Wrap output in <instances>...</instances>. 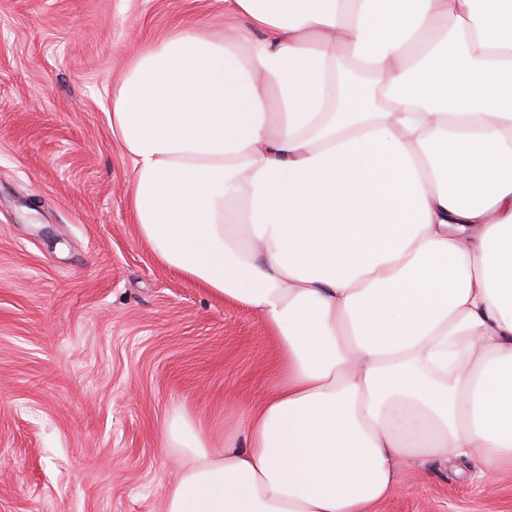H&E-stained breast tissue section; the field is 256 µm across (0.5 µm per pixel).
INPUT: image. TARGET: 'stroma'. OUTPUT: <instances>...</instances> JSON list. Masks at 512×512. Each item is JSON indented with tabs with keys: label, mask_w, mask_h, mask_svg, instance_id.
Segmentation results:
<instances>
[{
	"label": "stroma",
	"mask_w": 512,
	"mask_h": 512,
	"mask_svg": "<svg viewBox=\"0 0 512 512\" xmlns=\"http://www.w3.org/2000/svg\"><path fill=\"white\" fill-rule=\"evenodd\" d=\"M224 0H0V512H163L173 411L216 430L272 389L249 308L161 262L109 124L135 54L220 33ZM372 512H512L467 462L433 461Z\"/></svg>",
	"instance_id": "35a3bbf8"
}]
</instances>
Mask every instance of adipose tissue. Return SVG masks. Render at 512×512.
<instances>
[{"label": "adipose tissue", "instance_id": "obj_1", "mask_svg": "<svg viewBox=\"0 0 512 512\" xmlns=\"http://www.w3.org/2000/svg\"><path fill=\"white\" fill-rule=\"evenodd\" d=\"M132 62L111 127L141 236L256 311L272 394L168 421L165 512H369L512 468V0H225ZM353 50L362 75L336 68Z\"/></svg>", "mask_w": 512, "mask_h": 512}]
</instances>
